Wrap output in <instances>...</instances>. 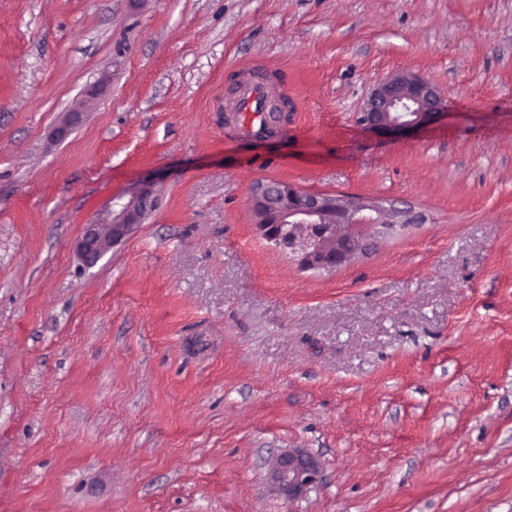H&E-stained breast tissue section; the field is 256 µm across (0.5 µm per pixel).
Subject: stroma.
Instances as JSON below:
<instances>
[{
  "instance_id": "obj_1",
  "label": "stroma",
  "mask_w": 512,
  "mask_h": 512,
  "mask_svg": "<svg viewBox=\"0 0 512 512\" xmlns=\"http://www.w3.org/2000/svg\"><path fill=\"white\" fill-rule=\"evenodd\" d=\"M402 71L448 113L389 140L359 117ZM249 75L294 100L262 139ZM273 181L419 221L301 271ZM0 512H512V0H0ZM158 203L153 183H142L128 192L113 197L107 207L91 224H84L75 243L76 253L88 263L105 255L125 238L142 218ZM270 470L280 490L288 498H293L319 480L321 466L314 457L301 451H292L273 458Z\"/></svg>"
}]
</instances>
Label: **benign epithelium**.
<instances>
[{"instance_id": "obj_1", "label": "benign epithelium", "mask_w": 512, "mask_h": 512, "mask_svg": "<svg viewBox=\"0 0 512 512\" xmlns=\"http://www.w3.org/2000/svg\"><path fill=\"white\" fill-rule=\"evenodd\" d=\"M440 90L414 73H396L380 81L363 106L361 125L395 138L424 126L445 113ZM259 183L250 206L260 236L287 253L301 269L331 271L361 250L358 229L364 226L412 224L409 211L385 208L362 197L302 191L288 183ZM158 203L153 183H142L113 197L112 205L82 227L76 253L93 263L125 238ZM270 470L280 490L293 498L315 484L321 466L314 457L292 451L273 458Z\"/></svg>"}]
</instances>
